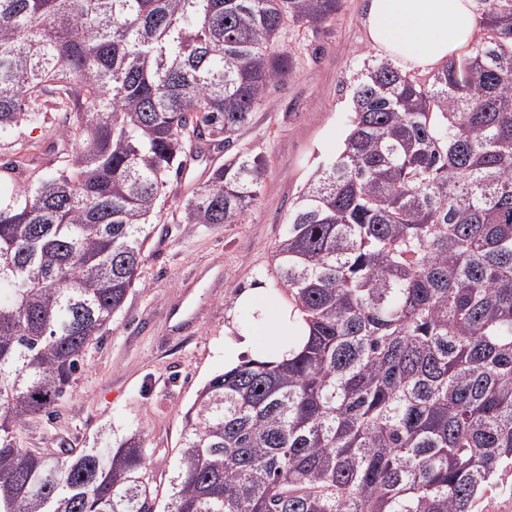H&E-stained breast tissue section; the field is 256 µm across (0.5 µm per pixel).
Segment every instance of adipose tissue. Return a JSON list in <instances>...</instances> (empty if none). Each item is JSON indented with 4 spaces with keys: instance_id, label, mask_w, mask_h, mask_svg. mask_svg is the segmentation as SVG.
Segmentation results:
<instances>
[{
    "instance_id": "adipose-tissue-1",
    "label": "adipose tissue",
    "mask_w": 512,
    "mask_h": 512,
    "mask_svg": "<svg viewBox=\"0 0 512 512\" xmlns=\"http://www.w3.org/2000/svg\"><path fill=\"white\" fill-rule=\"evenodd\" d=\"M366 27L371 48L405 71L441 67L481 30L475 0H368ZM236 307L249 311L233 323L224 344V367L244 359L283 362L298 352L308 327L300 313L257 286L239 294Z\"/></svg>"
}]
</instances>
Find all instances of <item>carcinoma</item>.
Listing matches in <instances>:
<instances>
[{
  "instance_id": "obj_1",
  "label": "carcinoma",
  "mask_w": 512,
  "mask_h": 512,
  "mask_svg": "<svg viewBox=\"0 0 512 512\" xmlns=\"http://www.w3.org/2000/svg\"><path fill=\"white\" fill-rule=\"evenodd\" d=\"M470 56L351 86L350 130L273 254L309 332L210 378L160 501L143 434L48 458L16 430L67 392L141 284L172 178L229 147L342 0H0V133L61 115L56 172L0 197V512H475L512 469V0ZM230 155L184 224H237Z\"/></svg>"
}]
</instances>
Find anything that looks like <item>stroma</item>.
Returning <instances> with one entry per match:
<instances>
[{"instance_id":"1","label":"stroma","mask_w":512,"mask_h":512,"mask_svg":"<svg viewBox=\"0 0 512 512\" xmlns=\"http://www.w3.org/2000/svg\"><path fill=\"white\" fill-rule=\"evenodd\" d=\"M364 0H342L330 21L312 30L286 28L280 47L288 74L234 138V147L263 158L258 199L237 224H184V204L206 186L228 154L214 148L172 180L147 242L141 287L129 294L103 336L88 348L75 381L52 413L24 420L22 447L50 457L90 447L99 434L143 432L150 472L171 473L183 414L196 392L224 370V339L239 293L263 286L287 300L272 252L309 174L340 147L349 127V85L373 56L363 23ZM17 151L0 138V192L30 184L52 171L65 141L57 123L25 126ZM189 309L188 322L171 321Z\"/></svg>"}]
</instances>
